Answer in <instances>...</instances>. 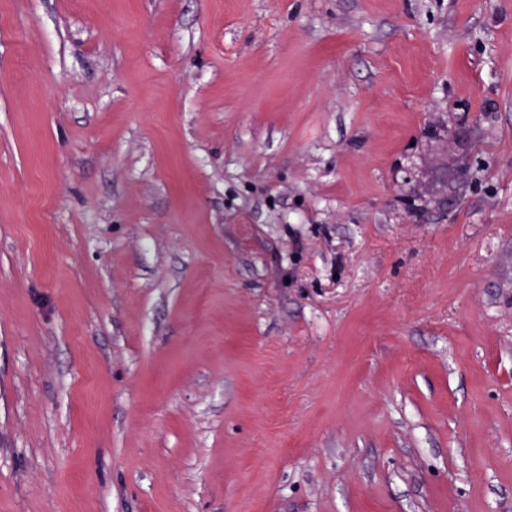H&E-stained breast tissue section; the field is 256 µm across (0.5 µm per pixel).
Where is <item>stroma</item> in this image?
<instances>
[{
	"label": "stroma",
	"mask_w": 512,
	"mask_h": 512,
	"mask_svg": "<svg viewBox=\"0 0 512 512\" xmlns=\"http://www.w3.org/2000/svg\"><path fill=\"white\" fill-rule=\"evenodd\" d=\"M0 512H512V0H0Z\"/></svg>",
	"instance_id": "obj_1"
}]
</instances>
